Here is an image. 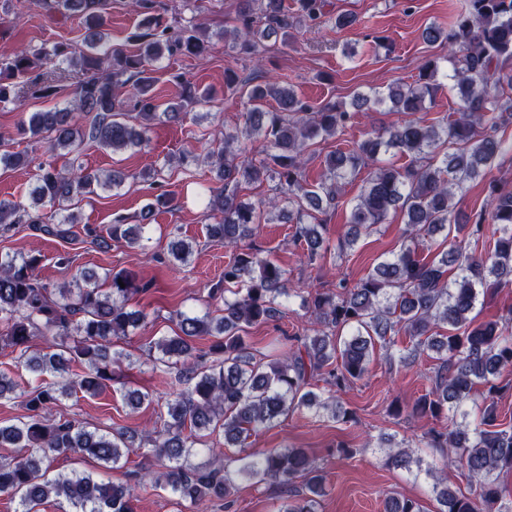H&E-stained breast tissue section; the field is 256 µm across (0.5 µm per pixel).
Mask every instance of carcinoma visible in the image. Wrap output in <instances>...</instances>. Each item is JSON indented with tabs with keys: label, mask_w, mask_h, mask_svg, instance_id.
<instances>
[{
	"label": "carcinoma",
	"mask_w": 512,
	"mask_h": 512,
	"mask_svg": "<svg viewBox=\"0 0 512 512\" xmlns=\"http://www.w3.org/2000/svg\"><path fill=\"white\" fill-rule=\"evenodd\" d=\"M106 2L37 0L50 18L80 17L85 27L82 41L55 42L48 49L20 47L0 56V104L18 109L29 96L55 93L44 65H65L81 73L65 107L31 112L19 125L20 132L45 144L50 153L61 149L78 154L89 144L114 154L141 150L156 120L179 123L207 98L188 81L182 83L175 104L163 108L154 94L164 56L202 59L208 54L205 28L192 22L177 30L162 16L148 15L128 37L133 46L128 50L112 45L103 32ZM296 5L290 15L285 0H239L238 26L232 33L235 47L256 55L268 38L297 23L338 29L356 22L349 14L325 18L321 0H296ZM423 36L444 44L448 54L424 62L413 82L359 95L352 105L371 111L388 103L413 116L434 104L435 93L446 83L459 101L458 117L433 123L413 118L375 131L345 151L331 152L322 179L311 188L304 183L311 146L343 132L351 113L334 104L315 110L292 86L271 76L249 89L235 71L225 72L226 88L247 99L245 127L224 132L216 147L210 143L216 134L206 130L199 138L204 154L178 157L181 166L202 161L216 174V185L203 188L200 196L205 216L215 220L206 225L208 238L233 251L224 278L211 289V296L224 299V313H181L178 331L154 343V366L177 370L184 390L166 402L160 425L153 430L101 433L76 420L47 416L52 405L74 391L96 396L120 383L127 355L113 349V340L144 323L145 316L131 309L130 301L149 285L120 269L102 278L83 273L51 288L39 278V256L0 252V345L16 352L17 363L34 376H48L27 394L26 420L0 424V447L17 449L13 458H0V493L18 497V512H39L52 496L64 498L72 512H136L138 487L167 489L195 512H205L206 502L213 499L231 507L239 478L288 490L279 512H316L325 476L306 449L270 448L245 456H230L225 449L244 447L252 434L302 408H322L335 419H354L336 405L335 393L363 379L380 350L391 367L424 353L436 354L430 388L412 407L414 414L446 419L448 412L471 399L475 386L486 389L474 424L455 422L419 439L453 463L467 479L468 493L451 490L447 474L412 457L410 441L380 437L386 464L396 469L414 464L431 476L437 512H512L500 503L496 485V475L512 472V427L498 423L494 402L503 390L496 383L498 376L512 368V316L479 324L472 316L480 294L512 286V191L490 186L486 205L466 219L453 204L469 183L497 165L504 150L505 140L489 121L494 113L500 120L512 118V0H464L452 25H431ZM118 87L135 98V115L122 111L115 96ZM392 150L409 158L408 165L398 167L386 159ZM368 165L372 170L360 193L345 198L346 184ZM125 179L117 169L103 174L80 164L59 169L44 162L32 190L41 213L34 216L20 202L0 200V227L32 224L70 240L71 226L78 223L72 201L117 189ZM263 181L275 182L273 196L257 202L241 198L242 185ZM173 201L163 192L156 203L143 208L141 223L124 224L117 218L107 235L96 233L94 240L103 245L113 240L143 251V222L151 220L155 205ZM331 208L347 211V223L355 227L345 246L353 245L360 231L373 232L392 209L406 217L399 252L352 288L340 282L334 292L315 288L303 295L289 287L287 268L246 244L263 222L293 223L294 239L305 246L312 265L332 253L326 227L316 217ZM488 224L495 226L493 246L479 254L453 245L437 259L421 249L425 237L440 231L448 236L465 231L478 242L486 237ZM193 253L191 241L175 238L169 243V261L175 265H188ZM227 292L232 298L225 297ZM293 297L301 298L300 307L318 326L316 333L292 340L279 336L272 355L248 352L244 328L282 317ZM204 336L214 338L206 351L194 346L195 339ZM398 336L407 342L397 355ZM37 337L43 338L46 350L33 349ZM75 365L85 367V375L73 376ZM319 381L331 392L325 400L313 390ZM120 392L133 411L154 403L150 393L139 389L123 385ZM214 434L223 436L224 447L211 449L209 465L192 464L196 446ZM146 447L164 465L157 477L146 471L130 472L128 480L118 482H98L86 473L47 476L55 453H83L119 469ZM385 512L424 510L415 499L388 495Z\"/></svg>",
	"instance_id": "obj_1"
}]
</instances>
